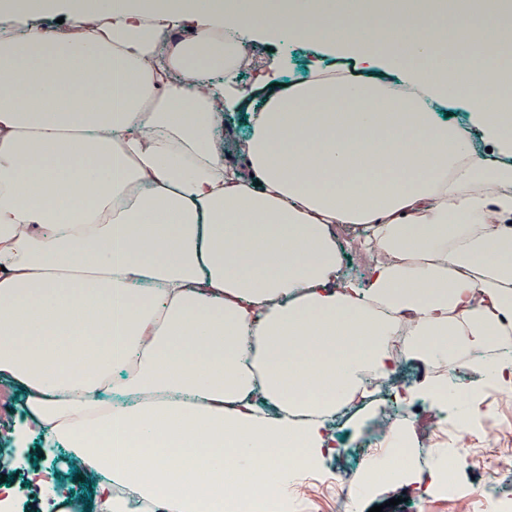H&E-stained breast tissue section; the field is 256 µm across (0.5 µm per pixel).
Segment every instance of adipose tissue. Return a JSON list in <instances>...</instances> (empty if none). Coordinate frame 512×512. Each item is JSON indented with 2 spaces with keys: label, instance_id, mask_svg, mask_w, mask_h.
I'll list each match as a JSON object with an SVG mask.
<instances>
[{
  "label": "adipose tissue",
  "instance_id": "adipose-tissue-1",
  "mask_svg": "<svg viewBox=\"0 0 512 512\" xmlns=\"http://www.w3.org/2000/svg\"><path fill=\"white\" fill-rule=\"evenodd\" d=\"M0 17V384L93 512H223L229 479L283 495L298 468L253 484L251 453L293 444L316 467L329 419L395 374L399 336L432 406L480 411L457 367L512 388L502 10L0 0ZM258 35L332 61L244 87ZM257 90L228 151L224 115ZM456 100L466 122L443 114Z\"/></svg>",
  "mask_w": 512,
  "mask_h": 512
}]
</instances>
